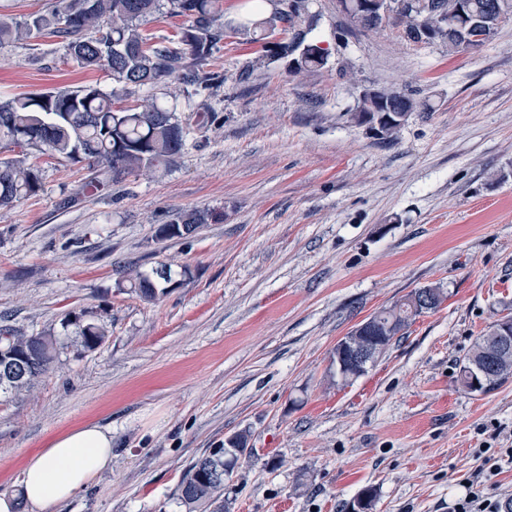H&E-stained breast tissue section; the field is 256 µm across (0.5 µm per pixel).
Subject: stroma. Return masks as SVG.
Returning a JSON list of instances; mask_svg holds the SVG:
<instances>
[{"instance_id":"1","label":"stroma","mask_w":512,"mask_h":512,"mask_svg":"<svg viewBox=\"0 0 512 512\" xmlns=\"http://www.w3.org/2000/svg\"><path fill=\"white\" fill-rule=\"evenodd\" d=\"M273 0H224L208 88L169 82L191 132L167 169L92 184L85 164L27 155L37 195L0 207V317L51 330L61 349L29 391L0 397V493L26 458L88 423L112 429V464L63 512H182L196 458L243 433L224 512H345L373 486V512H449L478 448H512V381L482 395L459 365L512 316V23L478 52L353 26L337 0H307L298 28L328 53L299 72L240 29ZM112 75L40 37L0 49V99ZM428 104L396 140L353 120L373 88ZM223 212L184 238L177 213ZM167 266L159 299L127 274ZM444 288L367 373L336 381L337 342L414 289ZM103 319L107 341L73 342L68 313Z\"/></svg>"}]
</instances>
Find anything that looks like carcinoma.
I'll return each instance as SVG.
<instances>
[{
  "instance_id": "obj_1",
  "label": "carcinoma",
  "mask_w": 512,
  "mask_h": 512,
  "mask_svg": "<svg viewBox=\"0 0 512 512\" xmlns=\"http://www.w3.org/2000/svg\"><path fill=\"white\" fill-rule=\"evenodd\" d=\"M458 0H428L419 10H400L383 19L368 17L356 7L346 10L353 23L363 28L386 23L402 29L404 37L417 43L422 31L445 24L456 14ZM303 0H292L268 19H246L245 25L262 33L278 23L293 28ZM183 17L188 26L178 39L150 42L143 21L162 10ZM224 16V0H55L52 9L26 17L0 16V47L45 35L59 37L66 54L81 68L112 72L114 86L107 94L88 84L74 89L21 94L0 101V141L16 143L15 136H28L27 147L48 151L62 159L87 164L100 176L116 180L124 175L167 168L180 155L188 128L175 115L165 99L166 80L194 68L192 82L209 86L214 75L203 67L224 40L219 20ZM296 54L299 69L319 70L327 57L317 44L305 42L296 34L278 44L279 56ZM148 89L151 94L140 103L117 107L115 103ZM420 104L397 92L385 89L365 93L355 119L361 123L385 108L391 122L382 137L390 139L402 126L398 112H414ZM41 187L39 170L24 157L0 161V206H9L37 194ZM220 215L209 211H190L176 215L157 230L159 238L183 237L202 224L216 222ZM171 282L165 268L152 274H137L130 289L141 299L152 301L160 283ZM407 294L389 308L371 316L374 335L382 337L380 353H385L397 337L406 334L419 317ZM501 321L494 322L476 341L472 352L459 365L457 380L467 391L489 394L512 379V356L500 359L480 387L472 388L470 369L483 362L495 345ZM81 346L95 349L108 339L106 324L74 321ZM8 335L7 347L12 364L24 378L0 374V396L16 394L45 375L57 354V336L50 332L26 335L15 328L0 326ZM250 453L247 435L230 438V447L213 448L195 459L183 472L176 500L183 512H224V489L232 479L238 462Z\"/></svg>"
}]
</instances>
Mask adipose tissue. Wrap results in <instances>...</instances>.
Wrapping results in <instances>:
<instances>
[{"instance_id": "adipose-tissue-1", "label": "adipose tissue", "mask_w": 512, "mask_h": 512, "mask_svg": "<svg viewBox=\"0 0 512 512\" xmlns=\"http://www.w3.org/2000/svg\"><path fill=\"white\" fill-rule=\"evenodd\" d=\"M112 464V432L89 424L32 453L20 476L24 499L36 512H53Z\"/></svg>"}]
</instances>
